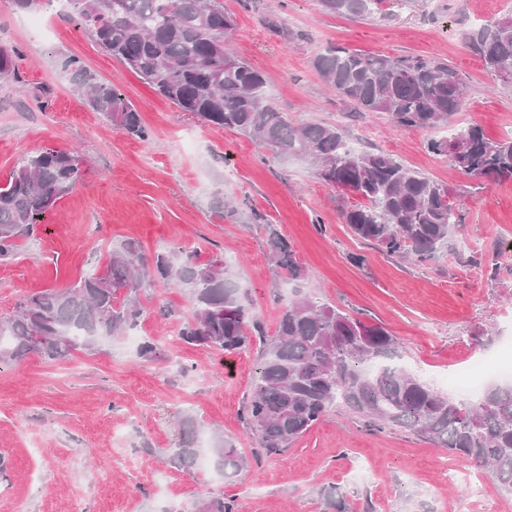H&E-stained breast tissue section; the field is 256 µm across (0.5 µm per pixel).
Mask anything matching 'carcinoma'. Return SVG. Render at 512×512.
Segmentation results:
<instances>
[{"label":"carcinoma","instance_id":"obj_1","mask_svg":"<svg viewBox=\"0 0 512 512\" xmlns=\"http://www.w3.org/2000/svg\"><path fill=\"white\" fill-rule=\"evenodd\" d=\"M67 16L87 30L105 54L135 72L180 111L256 139L272 154H296L318 165L328 184L364 199L345 212L351 232L390 254L420 263L434 259L461 217L448 189L383 153L357 151L333 125H294L275 111L263 74L224 50L235 21L222 0H64ZM384 0H319L323 11L366 17ZM468 45L498 81L512 74V15L469 30ZM16 52L0 49V80L16 77ZM324 82L360 112H386L398 128L446 127L461 110L465 91L447 65L423 57L365 55L344 46L317 54ZM73 90L123 132L146 141L139 112L112 85L79 60L65 62ZM474 178L512 179V137L489 138L471 125L451 138L428 142ZM75 152L38 150L22 157L0 184V260L17 255L56 203L84 178ZM272 263L299 281L307 271L287 241L269 237ZM176 281L193 290V306L179 336L215 354L261 345V363L244 407V420L267 455L290 448L332 409L344 408L376 429L403 428L457 455L489 467L502 495L512 497V384L491 385L474 402H457L394 363L398 342L383 326L362 321L319 298L297 295L282 304L276 335L269 337L242 298L222 260L197 265L160 253L147 265L129 242L95 271L63 289L23 299L0 320V365L31 354L65 361L77 349L135 326L136 299L145 281ZM216 468L230 481L245 467L234 443L209 442ZM202 452L198 427L185 414L179 447L170 462L190 470ZM202 512H235L232 500L211 496Z\"/></svg>","mask_w":512,"mask_h":512}]
</instances>
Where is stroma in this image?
I'll return each instance as SVG.
<instances>
[{
	"mask_svg": "<svg viewBox=\"0 0 512 512\" xmlns=\"http://www.w3.org/2000/svg\"><path fill=\"white\" fill-rule=\"evenodd\" d=\"M235 28L228 50L261 72L265 93L295 124L339 126L360 151H381L447 186L462 225L436 258L414 264L356 238L343 220L357 195L328 185L303 157L264 154L249 137L206 124L156 95L101 52L58 6L20 12L0 0V48L17 51V80L0 82V179L44 148L75 151L85 177L45 218L17 257L0 261V318L31 293L67 287L134 241L145 261L183 251L226 261L243 297L274 334L285 299L322 298L378 323L398 339L401 365L441 394L449 374L496 359L512 346V180L472 178L427 143L440 129L394 127L328 91L313 66L330 45L368 55L421 56L448 64L467 87L454 126L512 135V86L494 79L467 31L512 12V0H384L354 19L318 0H224ZM78 58L129 99L152 135L141 141L75 94L63 63ZM288 242L303 280L288 282L269 260L268 231ZM365 259L355 265L353 256ZM139 326L158 347L141 356L128 334L69 360L32 355L0 368V512H195L224 495L237 512H512L493 477L473 502L443 468L469 459L399 429L376 430L344 410L327 414L293 447L260 452L243 408L260 363L251 343L215 355L182 342L189 289L152 282L139 292ZM247 458L227 481L214 468L181 470L184 413Z\"/></svg>",
	"mask_w": 512,
	"mask_h": 512,
	"instance_id": "obj_1",
	"label": "stroma"
}]
</instances>
